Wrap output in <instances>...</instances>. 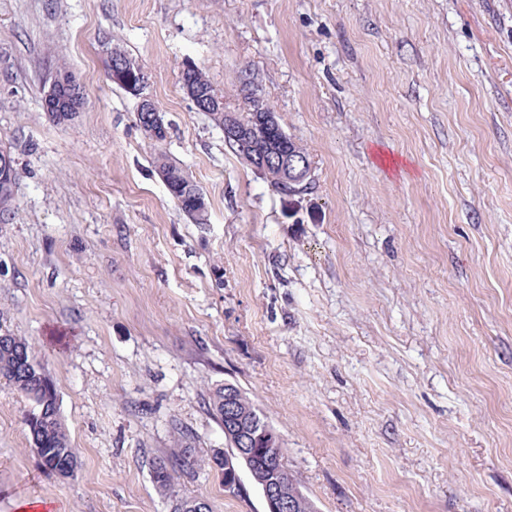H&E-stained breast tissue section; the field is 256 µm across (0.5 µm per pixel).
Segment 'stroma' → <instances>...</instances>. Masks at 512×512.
Returning a JSON list of instances; mask_svg holds the SVG:
<instances>
[{
    "label": "stroma",
    "mask_w": 512,
    "mask_h": 512,
    "mask_svg": "<svg viewBox=\"0 0 512 512\" xmlns=\"http://www.w3.org/2000/svg\"><path fill=\"white\" fill-rule=\"evenodd\" d=\"M203 191L194 223L152 164ZM203 68L243 77L309 152L285 197L196 111ZM85 91L41 106L58 66ZM0 146L19 172L0 223V329L53 380L79 468L45 471L33 403L0 382V512H264L201 466L156 487L177 445L228 443L208 402L247 393L316 512H512V0H0ZM124 55L118 53L115 49L110 52V57H112V63L109 69L110 79L113 83L125 87L132 95L139 98L136 122L144 135L149 140L153 139L156 143H164L168 136L167 129L164 121L160 118L161 115L156 111L154 101L143 93L145 88L144 72L139 64ZM125 88L123 89L127 91ZM143 112H152V116L150 117L151 124L147 125ZM146 125L152 138L147 135ZM157 147L156 152L154 154V164L157 172L160 170L166 171L170 174V182L168 185L167 174L165 172H159L160 177L164 181L166 185H168V191L171 197L176 202L177 206L197 224H204L207 221L208 215V206L206 205L204 208L194 207L188 204L182 205L180 201H182V197L186 192H195L201 194L204 199L205 196L194 183L193 180L189 177V175L178 165L169 161L166 153L154 143Z\"/></svg>",
    "instance_id": "obj_1"
}]
</instances>
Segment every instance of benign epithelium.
Wrapping results in <instances>:
<instances>
[{
	"label": "benign epithelium",
	"mask_w": 512,
	"mask_h": 512,
	"mask_svg": "<svg viewBox=\"0 0 512 512\" xmlns=\"http://www.w3.org/2000/svg\"><path fill=\"white\" fill-rule=\"evenodd\" d=\"M109 76L112 82L128 89L139 98L138 111L150 112L147 125L156 143L166 141L168 133L164 121L156 111L154 101L144 94L145 75L139 64L113 50ZM76 81L69 74L56 75L43 96L47 112H73L78 108ZM193 104L201 109L224 112V140L248 153L254 169L272 174L280 183L299 184L311 176L312 164L289 148L288 135L281 129L276 113L267 103L255 97L246 101L245 111L251 113L244 120L236 109H231L217 90L186 89ZM270 131L277 134L280 147L260 148L254 133ZM224 435L236 441V448H228L213 456V465L224 471L228 486L244 489L236 458L253 459L263 465L265 475L259 479L265 512H304L303 501L288 495L289 470L279 460L277 446L280 438L274 428L258 421L255 411L238 400L235 392H224Z\"/></svg>",
	"instance_id": "7a95c632"
}]
</instances>
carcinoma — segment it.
Wrapping results in <instances>:
<instances>
[{"label":"carcinoma","instance_id":"1","mask_svg":"<svg viewBox=\"0 0 512 512\" xmlns=\"http://www.w3.org/2000/svg\"><path fill=\"white\" fill-rule=\"evenodd\" d=\"M155 169L170 174L168 191L179 208L197 224L207 221L208 208L182 205L180 201L187 192H200L197 184L178 165L169 161L166 153L158 148L154 154ZM18 183L17 169H12L9 178L0 181V214L8 215L14 209L15 189ZM11 345L0 348V377L5 379L18 392L31 400L35 409L28 418L30 435L44 443L40 449L41 462L46 470L62 477L74 475L78 468L77 456L70 446L68 434L59 410L50 403L56 391L48 392L37 382L38 370L27 368L32 348L29 342L18 336H10ZM197 459L187 448L172 452L165 458H159L151 465L154 483L161 489L171 486L173 475L177 472L193 474Z\"/></svg>","mask_w":512,"mask_h":512}]
</instances>
